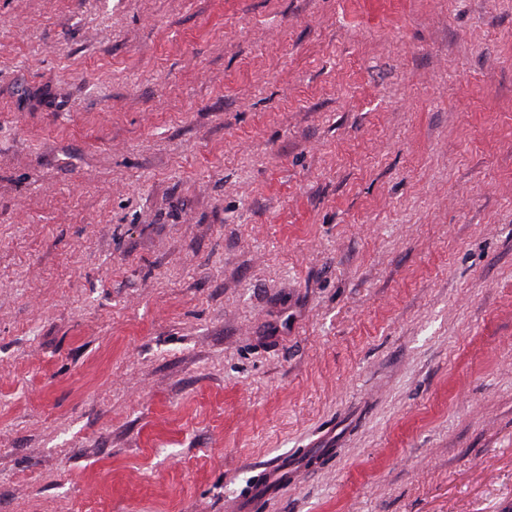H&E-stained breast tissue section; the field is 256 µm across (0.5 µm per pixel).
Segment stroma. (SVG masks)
Masks as SVG:
<instances>
[{
    "label": "stroma",
    "mask_w": 512,
    "mask_h": 512,
    "mask_svg": "<svg viewBox=\"0 0 512 512\" xmlns=\"http://www.w3.org/2000/svg\"><path fill=\"white\" fill-rule=\"evenodd\" d=\"M252 506L512 512V0H0V512Z\"/></svg>",
    "instance_id": "obj_1"
}]
</instances>
